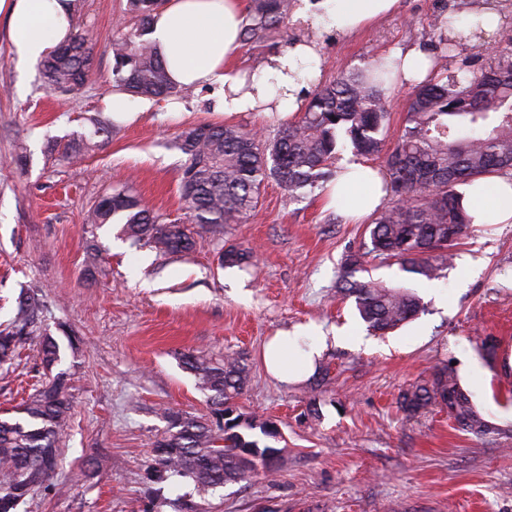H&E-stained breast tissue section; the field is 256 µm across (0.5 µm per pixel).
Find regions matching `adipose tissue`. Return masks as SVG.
I'll return each instance as SVG.
<instances>
[{
    "mask_svg": "<svg viewBox=\"0 0 512 512\" xmlns=\"http://www.w3.org/2000/svg\"><path fill=\"white\" fill-rule=\"evenodd\" d=\"M399 0H299L294 20L348 36L397 12ZM9 39L19 61L36 62L73 30L68 0H0ZM244 22L239 0H165L154 14L150 38L171 79L181 88H209L216 110L225 114L263 110L290 115L297 107L300 80L315 76L318 46L295 43L275 54L251 78L230 61L238 52ZM463 205L474 223H512V178L489 176L462 188ZM385 199L383 177L370 165L344 161L329 186V205L353 220L371 214ZM269 370L281 381L300 378L312 353L280 345L266 355Z\"/></svg>",
    "mask_w": 512,
    "mask_h": 512,
    "instance_id": "1",
    "label": "adipose tissue"
}]
</instances>
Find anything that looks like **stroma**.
I'll list each match as a JSON object with an SVG mask.
<instances>
[{"label":"stroma","instance_id":"stroma-1","mask_svg":"<svg viewBox=\"0 0 512 512\" xmlns=\"http://www.w3.org/2000/svg\"><path fill=\"white\" fill-rule=\"evenodd\" d=\"M460 2L401 0L398 14L347 38L291 21L241 46L234 64L253 69L291 39L312 40L328 81L428 43L436 16ZM126 9L127 0H84L74 28L91 41L94 65L72 94L49 90L40 65L18 63L0 19V324L14 317L19 293L43 306L19 358L0 367V415L43 380L46 333L72 397L56 469L16 512H512V223L471 225L437 280L369 260L374 278L426 306L393 332L371 334L353 299L337 292L346 255L368 240L366 224L328 208L326 185L293 200L266 181L255 211L224 228L192 223L180 198L182 131L229 123L268 139L279 113L227 115L206 90H186L115 120L111 138L82 159L64 158L92 119L111 115V46ZM126 180L150 209L189 225L190 252L132 246L116 223L86 225L99 198ZM230 247L252 251L246 268L220 267ZM311 323L327 338L320 358L299 381L279 382L265 366L267 342L294 335L308 349ZM227 351L244 353L251 372L241 411L281 431L277 474L208 491L150 480L153 444L167 427L161 409L211 415L183 354ZM438 369L456 376L492 433L464 431L436 405L412 419L398 410L399 393Z\"/></svg>","mask_w":512,"mask_h":512}]
</instances>
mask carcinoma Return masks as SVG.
I'll return each instance as SVG.
<instances>
[{
  "label": "carcinoma",
  "mask_w": 512,
  "mask_h": 512,
  "mask_svg": "<svg viewBox=\"0 0 512 512\" xmlns=\"http://www.w3.org/2000/svg\"><path fill=\"white\" fill-rule=\"evenodd\" d=\"M132 23L113 44V81L133 98L165 100L176 96L149 38L161 0H127ZM291 0H249L241 42L271 36L288 21ZM430 50L451 65L431 73L412 88L403 125L386 153L384 189L390 205L367 225L370 248L346 255L338 289L354 299L359 317L375 332H391L424 310L422 299L403 287L358 278L366 257L397 262L403 271L429 281L441 277L453 249L472 218L461 204L458 187L489 175H512V46L500 49L494 65L475 70L472 57L458 58L456 41L446 25L434 23ZM93 64V48L82 33L72 35L42 63V75L53 91L69 93L81 86ZM392 70L381 59L370 68L349 71L302 90L307 100L301 116L281 125L276 136L230 124H202L183 131L177 141L185 156L181 196L196 224H238L256 209L265 181H276L293 197L336 176L338 147L345 141L363 157L383 152L391 133L386 85ZM123 221L135 243L145 242L170 253L194 246L183 224L166 221L143 205L126 183L112 187L89 211L90 225ZM251 251H224L222 267H241ZM38 301L22 294L13 320L0 329V366L18 355L23 337L32 333ZM42 363L50 370L60 361L51 337L41 343ZM183 363L206 394L213 414L224 420L215 430L207 421L168 409L166 431L154 443L151 479L190 480L203 488L248 483L278 470L280 449L270 445L277 425L255 416L230 415L249 382V368L237 353L219 359L183 355ZM66 373L59 372L24 401L21 416L0 418V512H15L34 488L55 469L58 440L70 416ZM398 404L412 418L430 405L448 409L461 429L485 435L490 425L470 395L445 369L404 390Z\"/></svg>",
  "instance_id": "1"
}]
</instances>
